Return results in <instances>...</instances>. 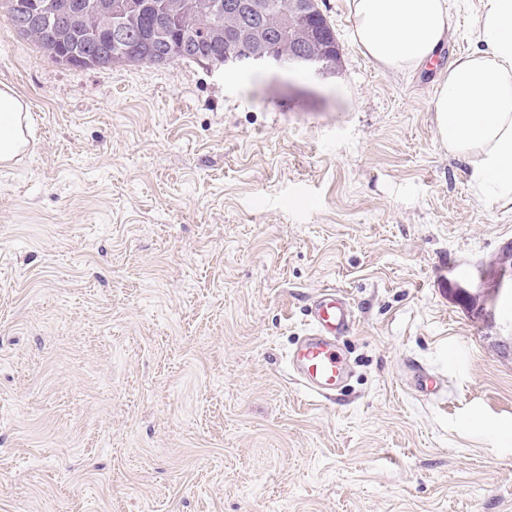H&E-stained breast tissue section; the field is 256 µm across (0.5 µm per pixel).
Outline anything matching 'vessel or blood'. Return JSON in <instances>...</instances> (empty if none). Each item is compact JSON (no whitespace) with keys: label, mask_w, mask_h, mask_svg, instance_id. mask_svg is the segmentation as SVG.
Instances as JSON below:
<instances>
[{"label":"vessel or blood","mask_w":512,"mask_h":512,"mask_svg":"<svg viewBox=\"0 0 512 512\" xmlns=\"http://www.w3.org/2000/svg\"><path fill=\"white\" fill-rule=\"evenodd\" d=\"M308 331L288 354L290 374L309 394L335 399L350 375L342 343L355 327L348 299L322 289L308 316Z\"/></svg>","instance_id":"b4317fda"}]
</instances>
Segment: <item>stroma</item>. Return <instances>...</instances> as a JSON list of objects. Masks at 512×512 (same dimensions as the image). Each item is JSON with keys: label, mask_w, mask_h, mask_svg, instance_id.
Wrapping results in <instances>:
<instances>
[{"label": "stroma", "mask_w": 512, "mask_h": 512, "mask_svg": "<svg viewBox=\"0 0 512 512\" xmlns=\"http://www.w3.org/2000/svg\"><path fill=\"white\" fill-rule=\"evenodd\" d=\"M450 6L444 58L397 78L320 0L323 83L71 68L0 11V83L36 120L0 168V512H512V319L454 294L512 208L436 139L480 0ZM327 286L356 318L339 403L288 369Z\"/></svg>", "instance_id": "35a3bbf8"}]
</instances>
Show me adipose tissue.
<instances>
[{"mask_svg": "<svg viewBox=\"0 0 512 512\" xmlns=\"http://www.w3.org/2000/svg\"><path fill=\"white\" fill-rule=\"evenodd\" d=\"M473 49L455 56L430 102L436 137L468 166L477 200L512 206V0H480ZM362 55L392 75L412 74L456 31L448 0H348ZM31 117L24 99L0 87V162L19 154Z\"/></svg>", "mask_w": 512, "mask_h": 512, "instance_id": "1", "label": "adipose tissue"}]
</instances>
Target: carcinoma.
Here are the masks:
<instances>
[{
    "label": "carcinoma",
    "instance_id": "carcinoma-1",
    "mask_svg": "<svg viewBox=\"0 0 512 512\" xmlns=\"http://www.w3.org/2000/svg\"><path fill=\"white\" fill-rule=\"evenodd\" d=\"M79 13L70 21L60 25L51 20L42 25L28 23L26 15L32 8L31 0H0V9H5L17 32L46 50L71 57L91 54L92 33H105L110 25L108 14L101 8L104 0H78ZM175 9L170 15L160 14L158 0H143V8L126 16L125 22L135 29L130 40L112 46V62L155 65L161 48L171 44L177 47L170 62H204L224 53V31L244 27H260L264 40L280 47L284 55L291 51L288 41L282 37L280 25L288 18V27L304 31L308 41L329 44L333 29L326 19L318 17L307 23L288 11V0H268V15L250 18L241 12H222L208 15L199 12L194 0H172Z\"/></svg>",
    "mask_w": 512,
    "mask_h": 512
}]
</instances>
